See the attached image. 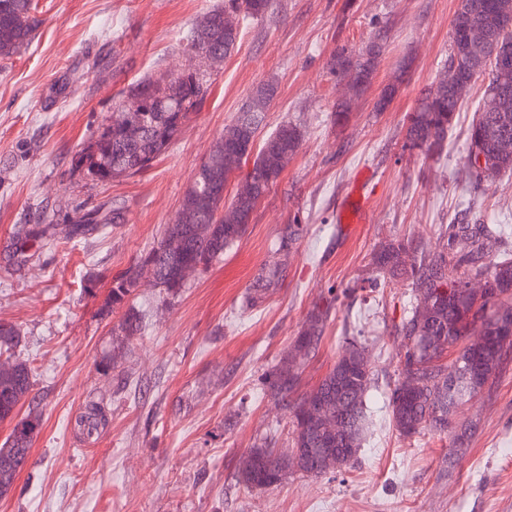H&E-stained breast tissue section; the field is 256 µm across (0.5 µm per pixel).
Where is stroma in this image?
Here are the masks:
<instances>
[{"label": "stroma", "mask_w": 512, "mask_h": 512, "mask_svg": "<svg viewBox=\"0 0 512 512\" xmlns=\"http://www.w3.org/2000/svg\"><path fill=\"white\" fill-rule=\"evenodd\" d=\"M217 2L38 0L42 25L0 62V321L23 336L15 353L32 369L42 418L0 512H512V357L459 407L475 431L458 454L443 435L400 436L386 398L399 377L394 326L411 287L363 285L381 244L412 236L435 248L442 226L466 211L512 241V175L474 193L463 187L482 85L471 88L441 155L403 147L410 114L448 58L459 0H273L263 18L242 23L234 52L207 72L209 95L149 169L112 183L73 170L134 84L199 68L186 37ZM378 32L384 52L373 83L336 126L345 88L331 56ZM398 76L390 105L375 111ZM268 82L276 94L257 136L297 124L298 153L242 238L205 272L174 295L141 281L128 303L142 331L121 336L113 280L157 246L196 168ZM356 186L370 221L350 228L338 208ZM114 208L119 223L70 237L88 214ZM295 220L299 237L281 245ZM267 266L279 275L251 303ZM325 303V336L297 390L314 389L347 341L364 343L374 382L362 446L341 470H292L276 486L247 487L237 479L245 454L291 443L292 414L266 395V378ZM92 406L104 420L90 430L79 417Z\"/></svg>", "instance_id": "stroma-1"}]
</instances>
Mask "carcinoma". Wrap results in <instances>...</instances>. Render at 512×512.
<instances>
[{
    "label": "carcinoma",
    "instance_id": "cac0c4a2",
    "mask_svg": "<svg viewBox=\"0 0 512 512\" xmlns=\"http://www.w3.org/2000/svg\"><path fill=\"white\" fill-rule=\"evenodd\" d=\"M270 0H224V4L205 14L195 25L189 50L206 62L210 53L229 56L240 36V29L224 28V13L233 12L242 20L264 16ZM512 9V0H465L452 19V47L448 60L465 55L462 34L467 29L484 37V60L479 72L464 71L460 82L470 88L477 81L486 83L483 96L497 99V111L484 112L477 106L467 132L469 148L479 149L487 160L484 171H478L471 157L465 168L473 187L486 178L512 172V150L503 148L512 141V71L497 68L494 57L512 48V30L502 31L497 16L504 7ZM41 24L35 0H0V60L11 59L33 38ZM376 49L367 63L360 55L342 45L336 48L330 70L341 82L353 68L362 69V78L354 83L358 94L371 86L383 52V36L373 37ZM206 72L198 69L177 80L142 79L131 87V95H147L148 124L142 139L130 145L123 140L117 119L102 125L95 139L77 153L73 167L84 177L98 182L120 181L147 168L164 154L181 133L190 115L197 111L209 93ZM271 98L261 100L253 113L241 112L224 127L221 146L192 176L177 212L175 223L167 226L159 245L143 265L152 267L155 286L176 294L184 287L181 267L192 262L198 271L206 270L224 250L246 232L258 202L277 182L290 159L301 147V129L290 122L282 124L254 149L255 133L265 118ZM464 104V96L452 88L428 94L420 100L409 118L404 147L417 149L428 156L443 152L456 112ZM230 148L242 151V157L254 156L246 178L255 185L253 198L243 200L214 193L217 182L228 183L234 169L224 164V152ZM441 248L424 249L412 237L392 239L373 254L376 275L366 279L368 287L381 286V279L401 277L409 282L414 305L394 334L400 339L403 355L399 378L387 399L393 427L403 436L429 430L452 436V447L462 448L471 436L472 427L456 421L459 406L480 393L493 381L512 352V258L495 257L502 235L487 224L469 223L468 213L460 214L440 233ZM141 265V266H143ZM141 266H135L113 280L110 290L112 306H122L137 287ZM479 281L482 287L470 289L467 284ZM332 305L317 308L307 317L297 338L298 350L304 355L316 351L324 337ZM121 330L127 336L140 331V321L133 308L121 319ZM21 342L20 331L12 324L0 323V421L12 420L17 407L33 391V374L27 361L15 356ZM455 357L442 362L444 354ZM297 362L271 373V398L275 404L289 409L293 418L292 447L310 448L305 461L296 455H277L270 448H253L238 471L239 480L254 488L279 484L290 469L308 475H322L351 462L361 447L362 434L368 420L367 393L374 374L366 346L351 341L332 368L310 392L295 395ZM313 404L318 414L305 417V408ZM34 436L11 432L0 448V496L13 487L28 461ZM351 449L350 458L336 461L335 449Z\"/></svg>",
    "mask_w": 512,
    "mask_h": 512
}]
</instances>
